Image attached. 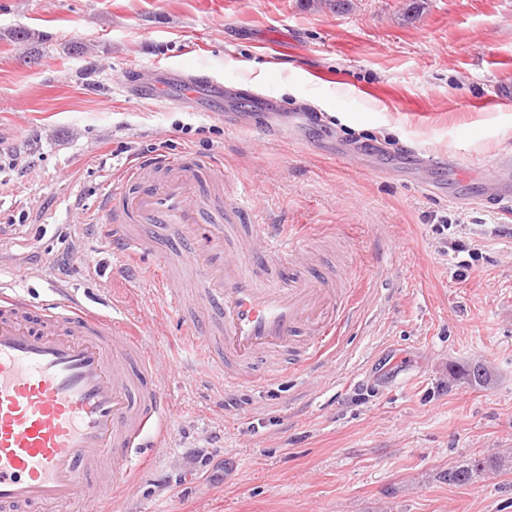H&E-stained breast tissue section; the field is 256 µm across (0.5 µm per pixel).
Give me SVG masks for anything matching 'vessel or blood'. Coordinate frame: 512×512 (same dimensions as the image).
<instances>
[{"label":"vessel or blood","instance_id":"1","mask_svg":"<svg viewBox=\"0 0 512 512\" xmlns=\"http://www.w3.org/2000/svg\"><path fill=\"white\" fill-rule=\"evenodd\" d=\"M214 159L161 151L128 164L106 198L113 254L157 256L155 286L194 284L183 321L232 387L263 360L322 355L351 296L333 269L302 260L294 224H239L252 201L225 203ZM171 405L133 326L86 308L69 290L36 303L0 293V512L90 505L129 489L132 449L161 447Z\"/></svg>","mask_w":512,"mask_h":512}]
</instances>
